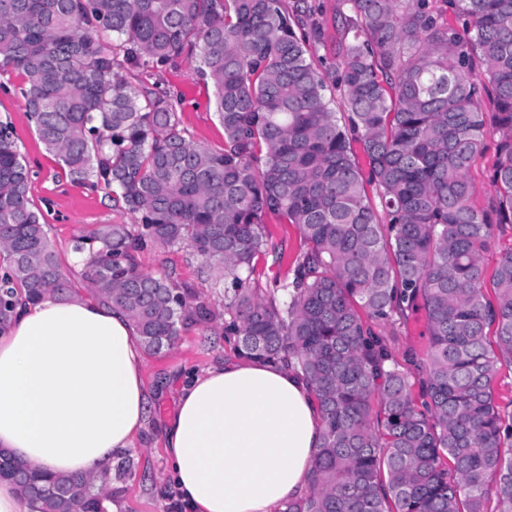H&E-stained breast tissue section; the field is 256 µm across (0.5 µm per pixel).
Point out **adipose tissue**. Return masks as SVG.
Listing matches in <instances>:
<instances>
[{
  "label": "adipose tissue",
  "mask_w": 512,
  "mask_h": 512,
  "mask_svg": "<svg viewBox=\"0 0 512 512\" xmlns=\"http://www.w3.org/2000/svg\"><path fill=\"white\" fill-rule=\"evenodd\" d=\"M140 363L134 327L110 303L19 307L0 336V449L47 473L111 472L147 417ZM321 442L309 386L247 359L187 378L165 431L188 512H274L306 493Z\"/></svg>",
  "instance_id": "1"
}]
</instances>
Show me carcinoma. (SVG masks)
I'll use <instances>...</instances> for the list:
<instances>
[{
  "instance_id": "1",
  "label": "carcinoma",
  "mask_w": 512,
  "mask_h": 512,
  "mask_svg": "<svg viewBox=\"0 0 512 512\" xmlns=\"http://www.w3.org/2000/svg\"><path fill=\"white\" fill-rule=\"evenodd\" d=\"M326 25L317 0H0V71L23 77L39 139L70 178L136 216L75 251L144 349L217 317L173 274L140 270L148 244L185 247L219 272L236 355L312 386L323 442L283 512H512V399H495L499 369H512V248L492 299L482 265L512 224V0H336L329 67L316 57ZM195 48L221 152L189 139L169 96L119 74ZM489 135L497 198L478 209L468 171ZM29 180L1 122L0 335L19 302L75 291ZM269 215L297 225L305 249L292 277L262 288ZM420 308L427 350L399 356L397 328ZM0 478L30 512L112 501L110 476L98 486L4 453Z\"/></svg>"
}]
</instances>
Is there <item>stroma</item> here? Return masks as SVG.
<instances>
[{
    "instance_id": "stroma-1",
    "label": "stroma",
    "mask_w": 512,
    "mask_h": 512,
    "mask_svg": "<svg viewBox=\"0 0 512 512\" xmlns=\"http://www.w3.org/2000/svg\"><path fill=\"white\" fill-rule=\"evenodd\" d=\"M196 56H188L161 69L132 67L123 75L133 86L165 93L178 102L181 123L193 141L212 152L224 148V131L214 104L213 87L194 73ZM23 79L14 72L0 73V122L9 123L19 153L30 172L29 200L55 248L62 269L74 282H81L82 267L73 250L76 237L103 224H131L135 218L115 206L104 187H93L70 179L57 158L40 141L36 127L26 112L20 93ZM494 136H487L486 148L469 171L474 206L484 208L496 199L489 180L496 160ZM142 270L151 274L175 273L191 288L199 302L222 307L224 291L212 278L201 274L202 261L184 248L152 246L141 252ZM220 321L195 323L182 329L179 340L161 352H143L141 375L149 412L133 449L125 456L131 467L113 478L120 512H170L175 493L168 481L169 463L164 429L174 414L179 390L186 376L202 372L232 357Z\"/></svg>"
}]
</instances>
